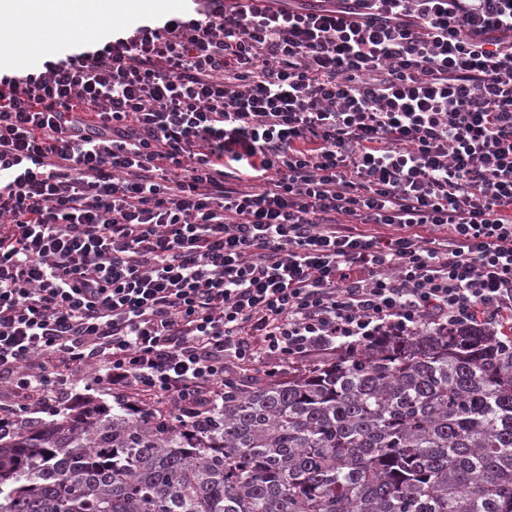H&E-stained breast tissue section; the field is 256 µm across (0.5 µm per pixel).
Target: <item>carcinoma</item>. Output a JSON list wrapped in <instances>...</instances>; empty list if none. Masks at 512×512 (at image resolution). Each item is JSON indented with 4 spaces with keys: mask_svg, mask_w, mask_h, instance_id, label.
Returning <instances> with one entry per match:
<instances>
[{
    "mask_svg": "<svg viewBox=\"0 0 512 512\" xmlns=\"http://www.w3.org/2000/svg\"><path fill=\"white\" fill-rule=\"evenodd\" d=\"M0 512H512V336L423 329L198 419L89 403L0 433Z\"/></svg>",
    "mask_w": 512,
    "mask_h": 512,
    "instance_id": "1",
    "label": "carcinoma"
}]
</instances>
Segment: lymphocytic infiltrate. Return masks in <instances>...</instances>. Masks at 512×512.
Segmentation results:
<instances>
[{"label": "lymphocytic infiltrate", "instance_id": "lymphocytic-infiltrate-1", "mask_svg": "<svg viewBox=\"0 0 512 512\" xmlns=\"http://www.w3.org/2000/svg\"><path fill=\"white\" fill-rule=\"evenodd\" d=\"M194 2L0 76V431L512 327V0Z\"/></svg>", "mask_w": 512, "mask_h": 512}]
</instances>
